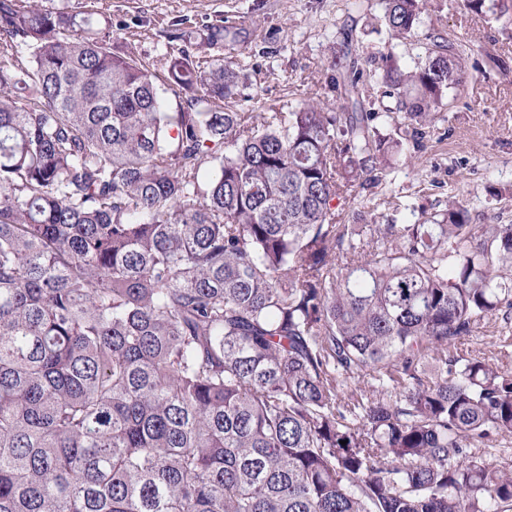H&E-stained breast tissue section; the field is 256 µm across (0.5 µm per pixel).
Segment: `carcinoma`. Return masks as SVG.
Wrapping results in <instances>:
<instances>
[{
  "label": "carcinoma",
  "instance_id": "obj_1",
  "mask_svg": "<svg viewBox=\"0 0 512 512\" xmlns=\"http://www.w3.org/2000/svg\"><path fill=\"white\" fill-rule=\"evenodd\" d=\"M381 4L412 38L424 0ZM110 28L0 0V512H512L475 452L512 434V368L453 352L512 309V224L451 197L431 224L336 223L400 146L347 53L338 111L256 124L222 110L233 63L157 70ZM429 40L379 77L416 148L468 56Z\"/></svg>",
  "mask_w": 512,
  "mask_h": 512
}]
</instances>
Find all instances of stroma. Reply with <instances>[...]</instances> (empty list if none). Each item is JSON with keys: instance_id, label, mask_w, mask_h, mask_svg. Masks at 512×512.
<instances>
[{"instance_id": "obj_1", "label": "stroma", "mask_w": 512, "mask_h": 512, "mask_svg": "<svg viewBox=\"0 0 512 512\" xmlns=\"http://www.w3.org/2000/svg\"><path fill=\"white\" fill-rule=\"evenodd\" d=\"M99 6L112 17L113 44L146 62L172 48L176 20L197 56L234 62L236 112L308 98L339 106L336 57L348 42L367 75L380 70L388 52L415 67L430 32L469 45L465 82L448 111L426 125L422 149L404 143L405 157L391 165L386 182L341 201L338 221L427 223L453 196L473 223L512 224V13L495 20L464 11L458 0H425L417 38L401 43L389 37L379 0H99ZM220 17L242 35L206 46L204 28ZM501 329L498 322L482 326L459 345V355L512 364V337Z\"/></svg>"}]
</instances>
